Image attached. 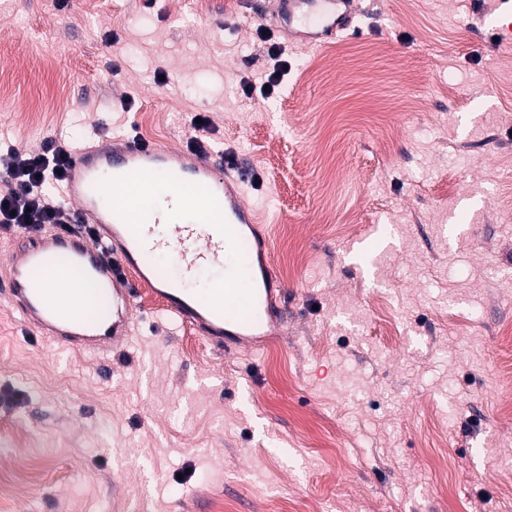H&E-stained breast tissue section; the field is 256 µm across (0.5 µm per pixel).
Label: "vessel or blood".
Returning <instances> with one entry per match:
<instances>
[{
	"instance_id": "1",
	"label": "vessel or blood",
	"mask_w": 512,
	"mask_h": 512,
	"mask_svg": "<svg viewBox=\"0 0 512 512\" xmlns=\"http://www.w3.org/2000/svg\"><path fill=\"white\" fill-rule=\"evenodd\" d=\"M355 5L356 0H269L253 19L273 22L318 47L351 29ZM247 182L239 161L221 162L128 134L81 147L61 191L78 228L20 234L21 248L0 279V294L24 326L94 356L128 344L143 285L161 299L168 318L225 355L263 350L287 328L280 303L286 289L274 268L273 241L245 198ZM134 183L150 185L165 208L141 214L124 197ZM86 224L97 229L98 239L83 232ZM170 248L189 271L231 265L223 288L202 298L159 276L149 258ZM71 266L83 271L101 297L111 298L110 316L90 322L78 300L53 297L48 275Z\"/></svg>"
}]
</instances>
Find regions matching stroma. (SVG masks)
Segmentation results:
<instances>
[{
	"instance_id": "1",
	"label": "stroma",
	"mask_w": 512,
	"mask_h": 512,
	"mask_svg": "<svg viewBox=\"0 0 512 512\" xmlns=\"http://www.w3.org/2000/svg\"><path fill=\"white\" fill-rule=\"evenodd\" d=\"M261 2L0 0V139L183 147L209 116L262 178L290 316L228 356L144 288L96 359L0 300L6 512H512V0H360V34L284 43L269 99L239 88L284 42Z\"/></svg>"
}]
</instances>
